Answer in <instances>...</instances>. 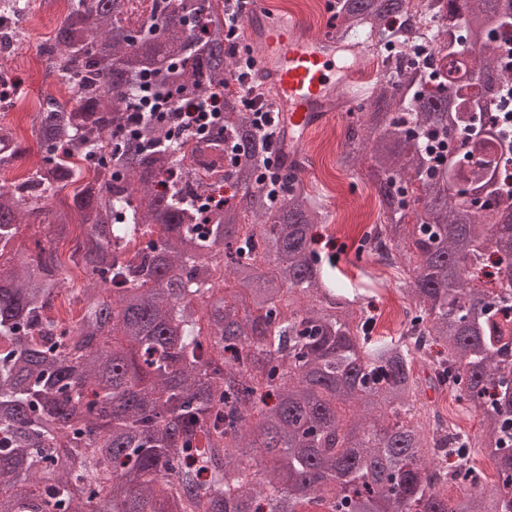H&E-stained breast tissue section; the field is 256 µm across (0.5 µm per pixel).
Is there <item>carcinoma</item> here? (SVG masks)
I'll list each match as a JSON object with an SVG mask.
<instances>
[{
	"label": "carcinoma",
	"instance_id": "obj_1",
	"mask_svg": "<svg viewBox=\"0 0 512 512\" xmlns=\"http://www.w3.org/2000/svg\"><path fill=\"white\" fill-rule=\"evenodd\" d=\"M31 0H0V53L11 54ZM222 0H67L45 53L77 96L43 101L33 133L49 156L0 188V259L25 215L56 239L85 228L74 263L86 281L80 319L51 315L65 271L53 246L0 264V512H502L512 504V206L491 155L512 131L498 112L495 27L512 0H445L464 17L433 27L427 79L389 40L386 65L350 122L340 162L370 156L384 222L360 253L400 265L410 301L394 336L328 284L316 249L327 214L292 164L278 202L260 181L264 140L225 93L234 58ZM434 0H336L346 34L385 35L402 12L427 24ZM483 90L474 133L487 158L460 178L473 149L445 155L458 132L443 62L469 48ZM181 107L224 101V128L206 140L170 137L153 122L125 135L146 93ZM239 154L224 167V150ZM23 152L0 126V166ZM239 194L204 216L207 182L184 157ZM72 203L48 206L83 177ZM148 225L157 238L122 248ZM445 348L433 359L430 348ZM480 417L495 480L469 461L471 434L425 390ZM456 487L453 497L444 486Z\"/></svg>",
	"mask_w": 512,
	"mask_h": 512
}]
</instances>
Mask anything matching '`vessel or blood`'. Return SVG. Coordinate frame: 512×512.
Segmentation results:
<instances>
[{
  "instance_id": "1",
  "label": "vessel or blood",
  "mask_w": 512,
  "mask_h": 512,
  "mask_svg": "<svg viewBox=\"0 0 512 512\" xmlns=\"http://www.w3.org/2000/svg\"><path fill=\"white\" fill-rule=\"evenodd\" d=\"M245 25L259 50L256 77L275 90L284 150L296 168H303L301 139L363 97L358 72L365 47L335 32L311 33L297 19L275 24L260 0Z\"/></svg>"
}]
</instances>
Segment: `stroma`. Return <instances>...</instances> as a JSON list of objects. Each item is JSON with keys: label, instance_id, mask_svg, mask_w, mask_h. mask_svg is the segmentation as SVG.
Listing matches in <instances>:
<instances>
[{"label": "stroma", "instance_id": "stroma-1", "mask_svg": "<svg viewBox=\"0 0 512 512\" xmlns=\"http://www.w3.org/2000/svg\"><path fill=\"white\" fill-rule=\"evenodd\" d=\"M267 12L285 22L291 16L302 17L313 33L334 31L336 22L329 9L330 0H264ZM48 34L22 41L18 50L0 59V66L17 80V93L12 108L0 111V125L14 130L26 149L21 162L23 170L36 167L45 155L33 135L36 109L47 98L59 101L74 100L73 92L49 76V62L43 52ZM350 121L347 113L338 112L330 122L310 131L302 145L309 166L304 179L334 224L333 231H320L318 249L334 263L330 273L336 287L357 296L370 313L388 320L401 314L405 305L402 293L395 285L373 288L371 275L381 273V266L367 262L358 254L363 234L378 222L381 212L373 179L367 167L350 171L343 168L339 158L344 133ZM73 238L55 242L54 247L68 277L54 302V313L64 322L80 317V307L73 299L75 288L81 287L85 275L70 260Z\"/></svg>", "mask_w": 512, "mask_h": 512}]
</instances>
